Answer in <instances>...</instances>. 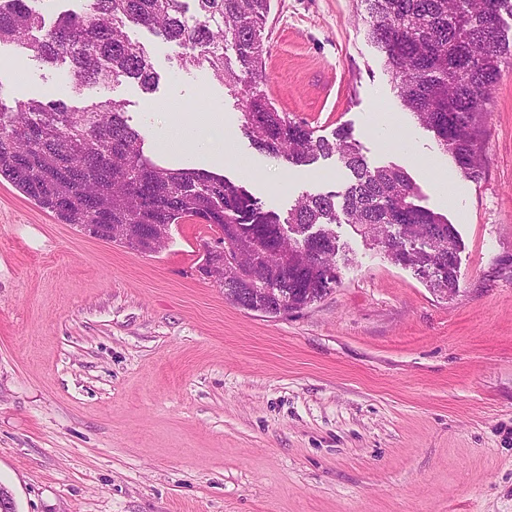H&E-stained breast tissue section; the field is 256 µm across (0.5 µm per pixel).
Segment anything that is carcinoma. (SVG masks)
<instances>
[{"label":"carcinoma","instance_id":"carcinoma-1","mask_svg":"<svg viewBox=\"0 0 512 512\" xmlns=\"http://www.w3.org/2000/svg\"><path fill=\"white\" fill-rule=\"evenodd\" d=\"M52 0H0V46L48 64L65 63L73 92L159 80L128 34L142 26L184 48L180 64L206 69L241 99L242 132L259 152L293 167L335 155L351 180L336 193L301 196L283 227L246 188L227 178L158 166L122 103L80 110L59 101L9 106L0 99V178L60 222L141 253L156 252L171 225L202 222L217 232L199 271L216 264L224 297L245 309L299 311L336 284L333 224H352L395 262L416 268L434 290L458 282L459 242L448 219L415 204L404 169L371 167L349 132L328 140L254 92L265 76L262 30L270 0H79L46 25ZM367 39L382 53L402 106L433 132L461 174L485 175L482 148L501 67L512 66V0H360ZM41 36L34 39V31ZM238 68L224 62V43Z\"/></svg>","mask_w":512,"mask_h":512}]
</instances>
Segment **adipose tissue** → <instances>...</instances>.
Instances as JSON below:
<instances>
[{
    "label": "adipose tissue",
    "mask_w": 512,
    "mask_h": 512,
    "mask_svg": "<svg viewBox=\"0 0 512 512\" xmlns=\"http://www.w3.org/2000/svg\"><path fill=\"white\" fill-rule=\"evenodd\" d=\"M158 111L167 114L172 123L171 129L161 130L160 138L167 152L179 155L186 151L195 152L203 162L214 163L223 158L234 155V139L225 136L223 150H215L209 140L202 138L198 133L199 126H208L215 130H223L224 117L217 112H206L199 121L186 120L183 116L185 107L180 102L161 103Z\"/></svg>",
    "instance_id": "1"
}]
</instances>
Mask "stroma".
Masks as SVG:
<instances>
[{
  "mask_svg": "<svg viewBox=\"0 0 512 512\" xmlns=\"http://www.w3.org/2000/svg\"><path fill=\"white\" fill-rule=\"evenodd\" d=\"M357 0H271L259 89L316 135L348 127L373 166L405 169L419 205L460 242L455 293L434 292L350 224L334 225L338 282L287 316L243 309L198 267L213 233L172 225L138 253L59 222L0 178V486L15 512H512V69L492 90L481 182L452 167L402 106ZM160 79L111 85L157 165L170 156L152 104L223 113L233 158L213 173L287 217L349 179L256 151L224 85L133 26ZM66 65L0 47V98L79 109ZM390 112L410 141L375 132Z\"/></svg>",
  "mask_w": 512,
  "mask_h": 512,
  "instance_id": "stroma-1",
  "label": "stroma"
}]
</instances>
